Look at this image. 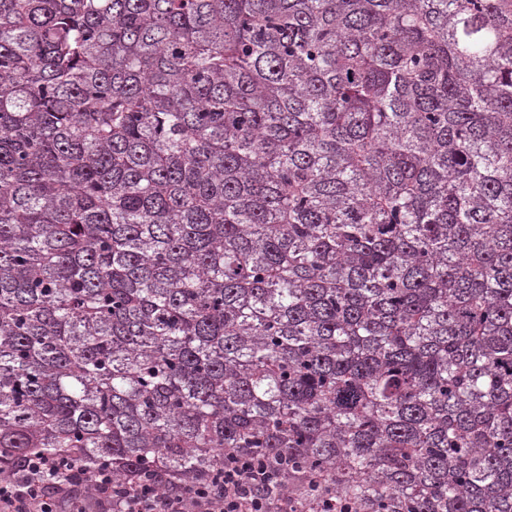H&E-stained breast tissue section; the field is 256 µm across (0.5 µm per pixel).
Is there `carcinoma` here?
Instances as JSON below:
<instances>
[{
    "label": "carcinoma",
    "mask_w": 512,
    "mask_h": 512,
    "mask_svg": "<svg viewBox=\"0 0 512 512\" xmlns=\"http://www.w3.org/2000/svg\"><path fill=\"white\" fill-rule=\"evenodd\" d=\"M232 455L512 512V0H0V478Z\"/></svg>",
    "instance_id": "cac0c4a2"
}]
</instances>
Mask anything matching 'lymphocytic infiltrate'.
I'll return each mask as SVG.
<instances>
[{
	"label": "lymphocytic infiltrate",
	"instance_id": "lymphocytic-infiltrate-1",
	"mask_svg": "<svg viewBox=\"0 0 512 512\" xmlns=\"http://www.w3.org/2000/svg\"><path fill=\"white\" fill-rule=\"evenodd\" d=\"M57 476L55 465L36 458L27 473L0 480V512H83L73 488L90 480L95 512H297L287 496L271 493L276 477L267 464L234 460L223 474L179 491L161 489L149 481L115 484L108 470L86 475L69 462Z\"/></svg>",
	"mask_w": 512,
	"mask_h": 512
}]
</instances>
